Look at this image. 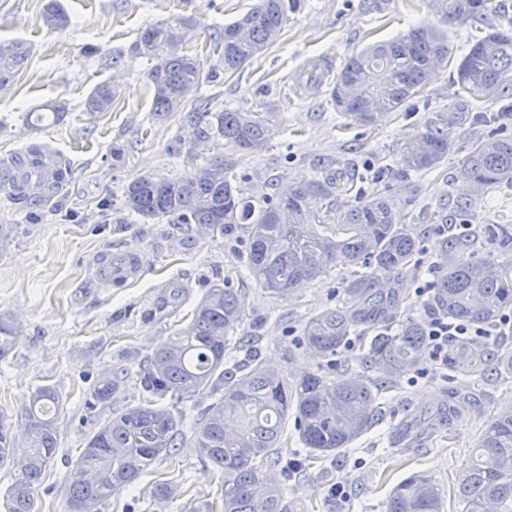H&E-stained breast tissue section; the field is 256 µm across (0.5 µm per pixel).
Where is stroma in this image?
<instances>
[{"instance_id": "1", "label": "stroma", "mask_w": 512, "mask_h": 512, "mask_svg": "<svg viewBox=\"0 0 512 512\" xmlns=\"http://www.w3.org/2000/svg\"><path fill=\"white\" fill-rule=\"evenodd\" d=\"M46 0H0V42L20 39L31 46L29 62L10 86L0 89V157L34 143L55 146L68 160L69 179L44 204L21 209L0 203V319L23 330L17 350L0 360V417L16 437L24 435L21 410L27 395L52 387L60 398L57 448L34 490L37 512H69L68 478L89 434L113 412L140 398L138 372L168 336L189 322L206 288L227 280L245 302L246 328H258V348L270 363L299 374L314 361L298 344L303 322L332 306L349 270L330 269L311 283L281 297L258 288L240 274L237 255L245 239L200 237L186 225L143 221L115 204L123 187L142 173L189 174L167 146L182 134V114L156 121L148 64L130 48L147 26L181 20L189 24L186 48L203 71L218 64L216 35L246 13L256 0H62L70 17L63 29L42 20ZM438 18L424 0H301L281 38L235 76L206 82L202 96L215 106L256 110L291 95L275 116L277 133L268 145L246 157L244 195L259 199L271 179L312 172L317 162L342 159L356 170L389 164L392 151L416 133L435 112H455L451 149L437 170L418 176L392 169L366 182L382 190L420 250L402 282L407 317L427 322L434 314L418 285L437 281L435 269L443 228L433 212L440 201L468 193L458 177L461 160L487 133L464 120V113L487 109L455 82L452 63L466 52L474 24L448 31L450 66L440 67L424 92L425 105L390 113L374 127L347 123L327 107L325 89L295 91L300 66L319 57L335 65L367 44L397 37L414 26L432 27ZM106 82L117 94L109 112L89 116L84 103ZM64 104L60 122L34 128L26 114L41 103ZM126 150L124 165L112 162V148ZM144 250L150 263L125 288H92L88 262L108 250ZM484 339L448 341L447 364L424 360L388 393L378 423L341 453L289 482L285 500L304 499L308 512H385L389 490L415 471H424L445 492L444 512H463L453 484L475 448L487 419L512 409V369L484 359L471 375L459 371L460 353L482 348ZM128 369L121 395L108 404L89 390L103 374ZM414 425V438L398 440L394 428ZM192 439L175 458L161 457L131 486L112 493L100 512H156L143 499L146 488L167 480L189 489L198 502L216 495L217 485ZM344 484L347 495L332 496Z\"/></svg>"}]
</instances>
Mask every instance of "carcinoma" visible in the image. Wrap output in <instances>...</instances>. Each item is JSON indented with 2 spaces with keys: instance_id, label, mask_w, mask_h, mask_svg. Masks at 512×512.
I'll return each instance as SVG.
<instances>
[{
  "instance_id": "obj_1",
  "label": "carcinoma",
  "mask_w": 512,
  "mask_h": 512,
  "mask_svg": "<svg viewBox=\"0 0 512 512\" xmlns=\"http://www.w3.org/2000/svg\"><path fill=\"white\" fill-rule=\"evenodd\" d=\"M300 0H258L224 26L220 66L224 76L241 72L281 36L288 13ZM447 26L462 19L484 22L505 13L496 0H426ZM43 22L54 29L70 24L60 0H49ZM185 22L145 28L131 47L151 63L153 117L162 120L199 102L203 74L199 62L182 49ZM245 28L243 36L232 33ZM0 52V87L25 67L30 47L8 43ZM448 61V36L441 29L412 27L390 41L353 53L328 84L326 103L350 122L374 126L425 91L436 65ZM456 80L469 97L499 105L496 113L472 117L475 124L507 123L512 114V20L487 27L468 43L457 61ZM116 92L100 83L85 101L91 115L112 107ZM281 102L264 111L212 110L209 105L184 115L191 128L189 147L177 139L172 151L191 164L186 176L140 174L124 189L125 207L143 220L204 226L208 235L246 239L239 263L263 291L287 296L334 266L358 267L344 281L336 306L309 317L302 344L320 359L303 374L288 378L251 348L244 331L241 294L227 282L212 284L191 320L150 358L139 377L141 397L100 424L86 439L68 484L70 512H91L111 492L135 483L159 457L181 446V420L164 401L203 394L217 398L194 430L195 447L219 473L220 496L197 503L188 498L181 512H304L296 499L283 508L280 448L288 416L294 417L302 455L300 473L315 459L333 460L379 420L396 379L416 368L427 346L424 327L401 317L399 291L419 242L399 223L385 195L361 192L360 174L323 165L313 175L296 173L288 189L256 206L239 186L244 155L264 147L275 134L273 115ZM448 116L429 119L396 150L397 167L427 173L448 157ZM458 175L476 193L441 203L438 224H475L471 233L448 231L440 245L441 278L432 306L450 322L493 324L512 308V218L480 224L479 209L492 190L512 191V136L492 131L462 160ZM374 335H368V332ZM22 331L0 322V359L17 346ZM365 341L361 370L336 377V353L351 337ZM125 369L95 383L91 397L109 403L121 391ZM60 399L50 386L31 392L22 409L26 442L19 446L0 418V464L20 477L3 494L4 512H35L34 489L57 448L56 414ZM152 498L173 499L183 492L165 481L148 490ZM456 495L465 512H512V411L491 416L459 480ZM444 494L428 475L416 472L390 491L386 512H442Z\"/></svg>"
}]
</instances>
